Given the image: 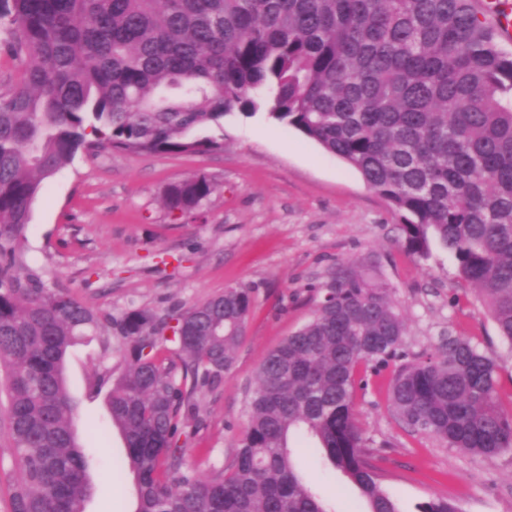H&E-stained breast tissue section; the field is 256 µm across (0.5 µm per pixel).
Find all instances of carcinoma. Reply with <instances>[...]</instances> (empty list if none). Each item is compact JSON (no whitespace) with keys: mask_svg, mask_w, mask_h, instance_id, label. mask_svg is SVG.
<instances>
[{"mask_svg":"<svg viewBox=\"0 0 512 512\" xmlns=\"http://www.w3.org/2000/svg\"><path fill=\"white\" fill-rule=\"evenodd\" d=\"M29 59L0 93V365L20 479L12 512H85L91 456L74 432L68 349L119 348L107 369L112 424L136 477L135 512H336L304 483L292 441L355 486L366 512H400L366 459L353 394L361 367L398 356L405 327L389 289L344 271L313 318L266 356L248 425L204 478L181 439L234 364L251 291L164 315H100L50 286L26 258L44 179L80 150L184 153L223 144L197 132L224 117L269 116L360 173L400 216L408 249L439 240L512 343V53L471 0H0V29ZM213 192L204 176L168 184L171 214ZM391 400L410 428L480 456L512 451L494 362L459 336L401 365ZM417 512H459L444 499Z\"/></svg>","mask_w":512,"mask_h":512,"instance_id":"cac0c4a2","label":"carcinoma"}]
</instances>
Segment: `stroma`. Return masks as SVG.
Instances as JSON below:
<instances>
[{
  "mask_svg": "<svg viewBox=\"0 0 512 512\" xmlns=\"http://www.w3.org/2000/svg\"><path fill=\"white\" fill-rule=\"evenodd\" d=\"M217 151L153 154L79 151L45 179L26 232L30 263L48 283L101 313L149 308L163 314L244 285L254 303L235 364L203 399L185 458L201 476L231 457L247 425L246 403L271 349L306 324L322 288L345 270L387 285L405 334L400 357L368 370L355 415L369 462L400 512L445 498L460 512H512V451L487 458L448 447L405 426L389 395L403 359L435 354L443 336L468 338L497 366L499 397L512 406V345L439 243L411 255L389 203L339 159L266 110L225 118L210 130ZM208 177L213 193L180 215L162 205L171 182ZM121 356L96 344L71 348L65 363L79 445L94 452L85 512H134L135 484L121 462L125 443L112 426L105 393L92 384ZM297 460L338 512H363L358 492L327 468L305 439Z\"/></svg>",
  "mask_w": 512,
  "mask_h": 512,
  "instance_id": "stroma-1",
  "label": "stroma"
}]
</instances>
